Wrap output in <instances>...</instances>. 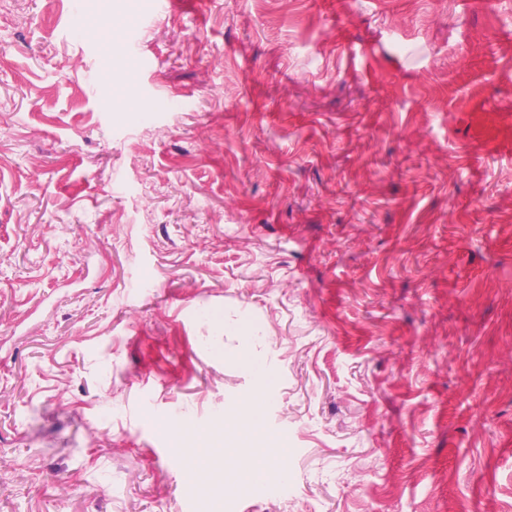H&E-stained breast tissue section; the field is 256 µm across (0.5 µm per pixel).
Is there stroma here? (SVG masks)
<instances>
[{"label": "stroma", "mask_w": 512, "mask_h": 512, "mask_svg": "<svg viewBox=\"0 0 512 512\" xmlns=\"http://www.w3.org/2000/svg\"><path fill=\"white\" fill-rule=\"evenodd\" d=\"M0 0V512L512 500V0ZM183 100L169 111L164 95ZM141 32V23L136 21L126 25L122 32L118 34L119 42L127 52L128 59L132 63L133 69L140 71L149 66L147 59L139 54L138 41ZM239 415L247 423V436L258 448H252L245 461H241L237 448L239 439L235 436H225L224 461L221 468L222 472L224 471V479L237 482L245 480L261 485L271 471L276 470L279 475L287 473L288 470L278 463L287 451L280 448L282 446L265 433L256 396L248 401ZM181 454L187 455L194 461V467L189 472L192 481H196L199 473L212 470V462L217 448H209L204 444L196 448H176Z\"/></svg>", "instance_id": "35a3bbf8"}]
</instances>
